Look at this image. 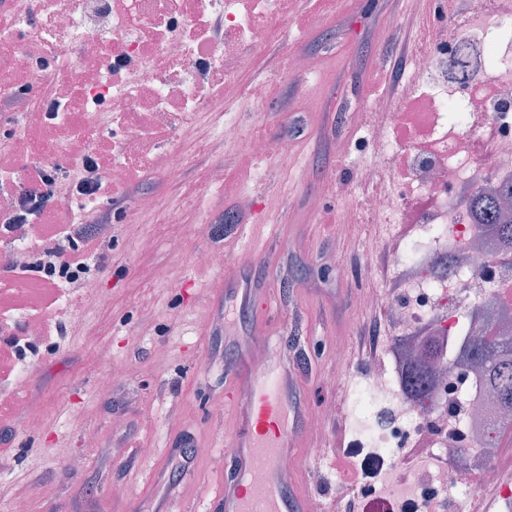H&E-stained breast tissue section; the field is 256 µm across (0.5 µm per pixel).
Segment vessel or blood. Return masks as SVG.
I'll use <instances>...</instances> for the list:
<instances>
[{
  "label": "vessel or blood",
  "instance_id": "1",
  "mask_svg": "<svg viewBox=\"0 0 512 512\" xmlns=\"http://www.w3.org/2000/svg\"><path fill=\"white\" fill-rule=\"evenodd\" d=\"M247 397L228 394L224 415L233 426L224 436L229 470L219 497L222 512H308L305 499L289 490L282 462L301 445L288 387L270 363L251 366L240 376Z\"/></svg>",
  "mask_w": 512,
  "mask_h": 512
}]
</instances>
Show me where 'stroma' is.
Segmentation results:
<instances>
[{"label": "stroma", "mask_w": 512, "mask_h": 512, "mask_svg": "<svg viewBox=\"0 0 512 512\" xmlns=\"http://www.w3.org/2000/svg\"><path fill=\"white\" fill-rule=\"evenodd\" d=\"M290 37H273L253 50L250 70L233 74L232 94L199 113L171 136V147L151 148L150 166L111 187L112 221L97 232L103 242L89 282L67 294L43 287L40 278L4 262L11 244L0 238V311L31 310L43 331L28 340L23 365H10L0 381V419L10 439L0 442V512L23 497L29 512H151L156 493L173 495L187 512H204L224 489L221 442L231 421L224 418L227 373L239 359L255 360L256 349L278 352L294 385V399L306 407L302 422L308 438L320 445H348L349 398L334 385L336 359L328 340L357 346L359 332L374 319L356 307L359 285L382 287L387 263L397 245L376 225L357 223V202L375 187L359 181L363 162L376 151L360 114L390 100L406 85L405 59L417 44L427 13L422 0H291ZM308 54L320 75L310 84L290 69V56ZM267 87L262 102H252V83ZM233 108L247 132H259L268 153L244 163L221 134L225 108ZM296 152L281 159L283 139ZM181 163L178 182L164 172ZM224 167V182L209 186L207 170ZM259 204L255 214L236 207L238 191ZM160 202L154 213L138 210L139 195ZM319 203L306 219L308 200ZM179 223H169L170 214ZM220 215L225 226L249 225L266 243L264 264L240 266L242 278L258 288L255 309L273 301L270 335L259 338L249 324L224 319V271L195 263L196 252L212 243L199 233V215ZM351 222L347 235L337 224ZM163 269L149 280L144 268ZM69 310L67 322L54 311ZM181 311L172 323L168 310ZM311 353L297 360V350ZM166 354L164 367L155 358ZM126 379L103 389L101 379L116 367ZM24 384H17L19 369ZM37 398L40 422L17 412L16 404ZM335 408L336 418L323 417ZM193 436L198 448L191 470L170 472L162 490L145 487L150 470L170 445ZM150 454H143V447ZM80 459V470L69 463ZM339 477L335 455L314 466L296 453L288 459V485L327 508L331 484ZM51 485L55 494L41 495ZM116 485L125 498L112 496Z\"/></svg>", "instance_id": "35a3bbf8"}]
</instances>
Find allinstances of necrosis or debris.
I'll list each match as a JSON object with an SVG mask.
<instances>
[{
    "label": "necrosis or debris",
    "mask_w": 512,
    "mask_h": 512,
    "mask_svg": "<svg viewBox=\"0 0 512 512\" xmlns=\"http://www.w3.org/2000/svg\"><path fill=\"white\" fill-rule=\"evenodd\" d=\"M288 0H25L0 9V101L20 78H30V103L13 139L0 153L28 148L68 172L58 183L59 202L83 175L82 159L120 131L103 170L123 185L132 169L148 166L152 142L205 111L227 87L230 74L252 67L251 48L288 30ZM222 33L213 37L212 22ZM45 49L48 73L32 74L30 43ZM472 51L471 79L454 62ZM408 67L416 93L403 107H371L364 117L377 148V164L359 179L387 188L358 203L370 223L401 231L384 290L358 293L362 309H383L382 361L350 371L349 349L336 344L342 372L336 386L349 391L352 446L365 469L377 472L365 512H440L452 496L453 512H478L482 491L497 486L512 503V484L499 480L508 448L485 444V404L480 373L463 357L468 336L484 327L512 331V288L502 275L512 251L500 248L470 208L481 194L512 185V6L474 0L460 36L435 48L423 38ZM53 125L42 138L33 133ZM455 255L453 274L442 264ZM439 340L446 364L428 400L403 389L411 350L421 336ZM428 429L436 456L426 459L427 486L402 483L400 451Z\"/></svg>",
    "instance_id": "necrosis-or-debris-1"
}]
</instances>
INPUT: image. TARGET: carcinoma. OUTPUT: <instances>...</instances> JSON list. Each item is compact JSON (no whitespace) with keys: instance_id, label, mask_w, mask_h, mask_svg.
Instances as JSON below:
<instances>
[{"instance_id":"carcinoma-1","label":"carcinoma","mask_w":512,"mask_h":512,"mask_svg":"<svg viewBox=\"0 0 512 512\" xmlns=\"http://www.w3.org/2000/svg\"><path fill=\"white\" fill-rule=\"evenodd\" d=\"M474 212L483 224L493 229L503 244L512 248V221L500 217V201L494 194L476 199ZM421 357L413 362L406 378V389L421 396L426 393L435 373L434 359L439 357L435 339L425 336ZM468 359L484 375L487 387L493 392L498 410L512 413V334L483 331L467 339Z\"/></svg>"}]
</instances>
